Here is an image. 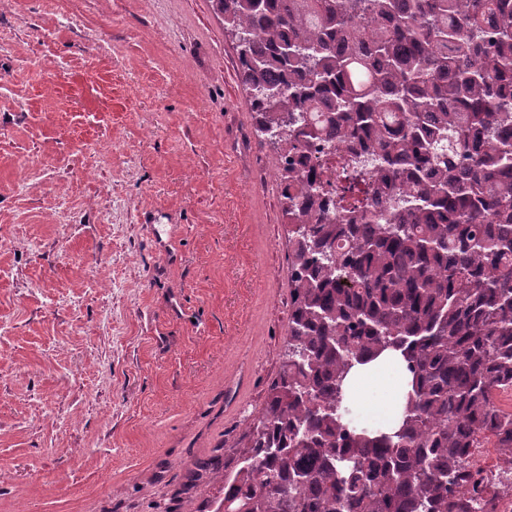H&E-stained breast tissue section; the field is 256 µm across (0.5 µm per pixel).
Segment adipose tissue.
Wrapping results in <instances>:
<instances>
[{
	"instance_id": "obj_1",
	"label": "adipose tissue",
	"mask_w": 512,
	"mask_h": 512,
	"mask_svg": "<svg viewBox=\"0 0 512 512\" xmlns=\"http://www.w3.org/2000/svg\"><path fill=\"white\" fill-rule=\"evenodd\" d=\"M408 390L405 364L397 352L356 366L345 382L347 401L385 431L397 426Z\"/></svg>"
}]
</instances>
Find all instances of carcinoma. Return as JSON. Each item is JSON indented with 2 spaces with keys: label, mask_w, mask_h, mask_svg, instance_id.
<instances>
[{
  "label": "carcinoma",
  "mask_w": 512,
  "mask_h": 512,
  "mask_svg": "<svg viewBox=\"0 0 512 512\" xmlns=\"http://www.w3.org/2000/svg\"><path fill=\"white\" fill-rule=\"evenodd\" d=\"M278 157L288 358L198 512H473L512 469V0H212ZM341 148L336 181L313 155ZM401 352L397 429L344 383Z\"/></svg>",
  "instance_id": "cac0c4a2"
}]
</instances>
